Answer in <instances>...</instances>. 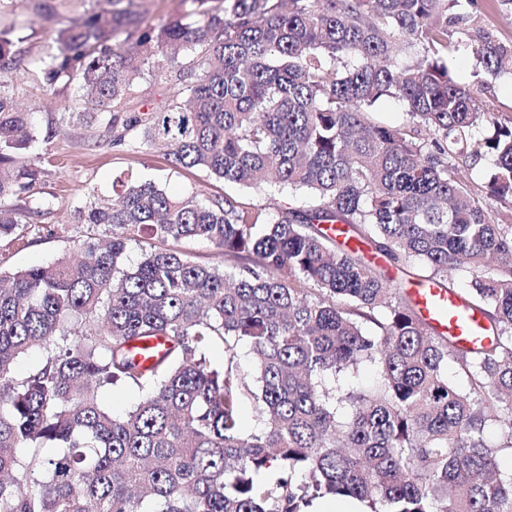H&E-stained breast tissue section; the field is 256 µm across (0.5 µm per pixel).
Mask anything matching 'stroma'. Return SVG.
Here are the masks:
<instances>
[{
	"mask_svg": "<svg viewBox=\"0 0 512 512\" xmlns=\"http://www.w3.org/2000/svg\"><path fill=\"white\" fill-rule=\"evenodd\" d=\"M0 17L24 24L28 39L15 47L24 61L50 51V22L33 12L30 0H0ZM177 92L172 82L144 76L124 110L138 115L160 109ZM15 95L20 104L33 110L38 127L54 124L64 112L72 113L73 119L51 141L33 142L17 155L18 166H39L46 171L34 194V203L44 214L39 220L40 231L0 237V267L17 270L61 258L73 259L79 256L83 240L105 237L104 227L77 223L76 217L91 203L110 199L113 181L130 170L182 195L206 198L228 193L256 205L270 201L264 191L215 180L202 172L172 170L162 149L133 152L113 146L102 115L92 112L76 91L60 95L46 92L39 75L27 76Z\"/></svg>",
	"mask_w": 512,
	"mask_h": 512,
	"instance_id": "stroma-1",
	"label": "stroma"
}]
</instances>
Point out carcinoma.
<instances>
[{"label": "carcinoma", "mask_w": 512, "mask_h": 512, "mask_svg": "<svg viewBox=\"0 0 512 512\" xmlns=\"http://www.w3.org/2000/svg\"><path fill=\"white\" fill-rule=\"evenodd\" d=\"M185 4L143 27L135 0H93L50 30L44 87L108 114L114 146L162 142L175 169L315 204L272 213L130 177L79 211L111 235L84 241L78 264L0 271V512H308L324 494L370 512H512L500 470L512 451V212L480 202L485 189L512 204V116L488 120L448 70L473 48L482 88L481 74L506 73L512 42L486 26L481 0ZM24 39L0 21V199L20 201L44 173L15 165L36 139L12 94L29 74L12 52ZM147 73L186 100L125 115ZM388 98L404 103V125L377 119ZM488 156L483 188L463 179L460 165ZM22 213L41 216L0 206V236ZM141 233L152 243L128 267ZM184 239L224 252V268L186 258ZM415 264L481 312L489 344L464 347L424 320L391 274ZM155 337L165 351L147 366L136 345ZM32 349L40 360L15 372ZM366 364L374 388L341 385ZM105 387L141 398L116 416ZM247 401L259 431L242 427Z\"/></svg>", "instance_id": "obj_1"}]
</instances>
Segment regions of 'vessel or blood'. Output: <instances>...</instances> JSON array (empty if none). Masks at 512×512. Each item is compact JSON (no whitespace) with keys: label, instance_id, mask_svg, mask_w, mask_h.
Listing matches in <instances>:
<instances>
[{"label":"vessel or blood","instance_id":"vessel-or-blood-1","mask_svg":"<svg viewBox=\"0 0 512 512\" xmlns=\"http://www.w3.org/2000/svg\"><path fill=\"white\" fill-rule=\"evenodd\" d=\"M411 293L422 315L438 332L467 345L486 341L490 336L487 323L459 295L434 283L412 287Z\"/></svg>","mask_w":512,"mask_h":512}]
</instances>
